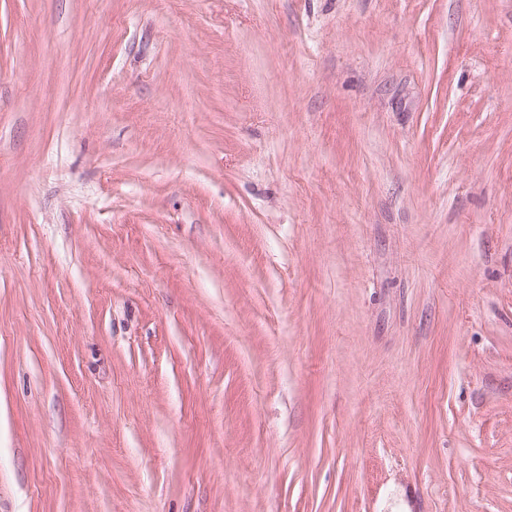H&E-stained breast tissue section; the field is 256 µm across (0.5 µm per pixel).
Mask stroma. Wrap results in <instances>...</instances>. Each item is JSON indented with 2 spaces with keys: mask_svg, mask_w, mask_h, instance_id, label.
Masks as SVG:
<instances>
[{
  "mask_svg": "<svg viewBox=\"0 0 512 512\" xmlns=\"http://www.w3.org/2000/svg\"><path fill=\"white\" fill-rule=\"evenodd\" d=\"M0 512H512V0H0Z\"/></svg>",
  "mask_w": 512,
  "mask_h": 512,
  "instance_id": "35a3bbf8",
  "label": "stroma"
}]
</instances>
